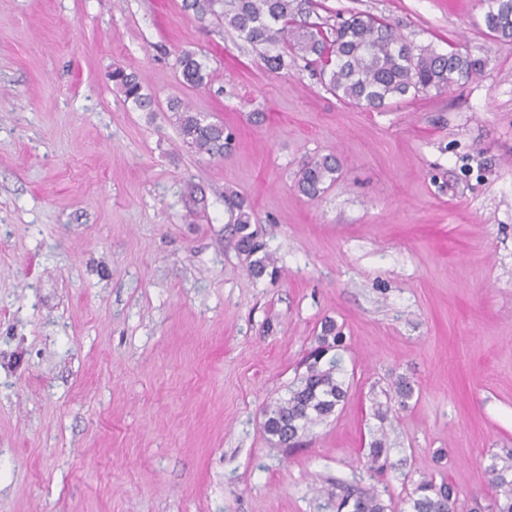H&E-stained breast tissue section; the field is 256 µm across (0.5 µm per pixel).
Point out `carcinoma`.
Listing matches in <instances>:
<instances>
[{
	"mask_svg": "<svg viewBox=\"0 0 512 512\" xmlns=\"http://www.w3.org/2000/svg\"><path fill=\"white\" fill-rule=\"evenodd\" d=\"M315 6L314 0H184V8L204 20L209 16L224 21V27L237 37L268 50L262 60L267 69L288 66L293 58L314 57L321 63L322 84L349 105L365 110L378 109L389 101L410 93L435 89L442 91L462 79L481 72L484 62L456 50L446 53L431 46L418 47L389 23L371 15L355 13L327 34L303 19ZM484 24L488 33L500 40L512 39V0H486ZM183 83L201 88L209 74L193 53L177 58ZM115 89L125 101L138 107L150 104L142 86L132 74L115 68L109 74ZM171 111L178 114L179 134L183 143L198 154L222 159L229 150L232 133L224 124L209 122L180 99L170 101ZM339 164L326 155L309 160L301 169L298 191L316 197L336 180ZM235 218L237 247L249 259V270L256 276H275L278 267L251 231L252 215L237 205ZM319 345L302 362L304 371L288 389V397L265 409V432L284 448H293L299 438L326 420L345 401L348 386L342 377L340 360L325 355L342 345L343 336L332 321L322 325ZM495 491V512H512V453L503 463L488 468ZM412 512H458L457 492L447 484L436 485L423 480L409 498ZM387 512V505L374 493L346 491L336 497V512Z\"/></svg>",
	"mask_w": 512,
	"mask_h": 512,
	"instance_id": "obj_1",
	"label": "carcinoma"
}]
</instances>
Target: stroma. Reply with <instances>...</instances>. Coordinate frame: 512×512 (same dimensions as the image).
<instances>
[{"label": "stroma", "mask_w": 512, "mask_h": 512, "mask_svg": "<svg viewBox=\"0 0 512 512\" xmlns=\"http://www.w3.org/2000/svg\"><path fill=\"white\" fill-rule=\"evenodd\" d=\"M352 12L484 68L363 110L183 0H0V512H321L343 487L408 512L424 479L459 512L491 503L512 450V42L483 0H325L317 20ZM176 97L231 152L184 146ZM329 154L336 182L301 195ZM234 196L278 278L238 253ZM327 320L348 398L278 447L263 409ZM183 83L190 87L201 88L207 85L209 74L203 63L193 53H183L177 58ZM115 89L123 95L124 100L132 101L138 107H146L150 104V98L142 93V86L132 74H127L120 68H115L109 74ZM339 171L334 155H326L309 160L301 169L297 181L298 191L307 197H316L333 183Z\"/></svg>", "instance_id": "35a3bbf8"}]
</instances>
